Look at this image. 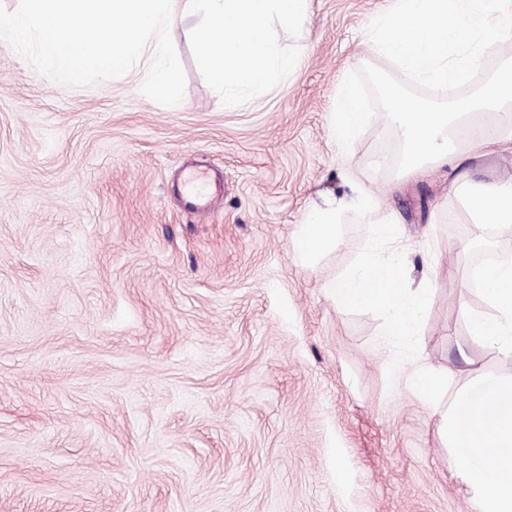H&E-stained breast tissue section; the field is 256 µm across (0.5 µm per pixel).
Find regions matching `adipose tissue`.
<instances>
[{"label": "adipose tissue", "instance_id": "1", "mask_svg": "<svg viewBox=\"0 0 512 512\" xmlns=\"http://www.w3.org/2000/svg\"><path fill=\"white\" fill-rule=\"evenodd\" d=\"M475 234L486 228H512V184L476 182ZM484 292L494 316H476L471 331L502 359L512 361V259L481 271ZM466 373L448 407L435 408L434 417L450 450L460 463L459 477L467 485L475 512H512V375L490 377L488 370L469 363L466 370L420 363L408 373L413 390L426 398L447 388L450 379ZM495 457L498 474L482 477L487 457Z\"/></svg>", "mask_w": 512, "mask_h": 512}]
</instances>
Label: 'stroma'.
<instances>
[{
	"instance_id": "35a3bbf8",
	"label": "stroma",
	"mask_w": 512,
	"mask_h": 512,
	"mask_svg": "<svg viewBox=\"0 0 512 512\" xmlns=\"http://www.w3.org/2000/svg\"><path fill=\"white\" fill-rule=\"evenodd\" d=\"M395 0H309L294 72L240 106L204 80L189 25L170 35L183 100L145 72L71 87L0 45V512H475L405 381L414 363L512 362L472 336L474 181L512 179V142L454 170L398 173L375 113L350 149L332 114L346 76L395 66L367 28ZM224 192L188 211L185 172ZM393 221L433 288L419 351L388 379L381 320L325 291L367 243L294 260L307 212L356 191Z\"/></svg>"
}]
</instances>
